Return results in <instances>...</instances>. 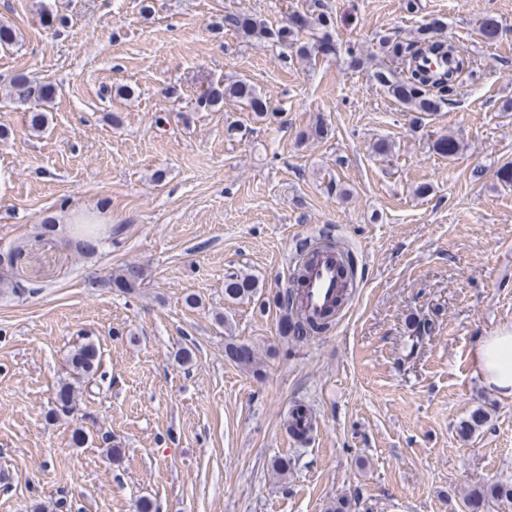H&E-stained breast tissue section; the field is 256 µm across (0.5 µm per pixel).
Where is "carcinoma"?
Here are the masks:
<instances>
[{"mask_svg": "<svg viewBox=\"0 0 512 512\" xmlns=\"http://www.w3.org/2000/svg\"><path fill=\"white\" fill-rule=\"evenodd\" d=\"M238 34L245 38H265L276 43H286L296 49V54L308 59L311 50L306 43L299 41L300 32L315 23L327 26L328 16L320 11L316 17L292 19L288 26L272 27L254 18L242 20L238 15L226 18ZM379 47L386 54L399 58L407 65V76L398 77L394 71L384 66L376 68L371 79L385 89L396 101L409 112L430 115L443 109L448 104V96L456 90V83L464 74L472 72L471 60L460 54L458 50L446 41H433L428 37L427 28L416 31L415 36L408 42L395 41L389 37H381ZM227 100L247 103L255 117L261 120L267 118L268 103L256 89L242 80H236L224 89H207L196 99L200 108H212ZM65 244L83 257L94 256L101 241L94 236V230L88 226L75 229V235L64 236ZM24 248L17 244L11 248L7 262L3 263L5 271L0 273V295L11 294L20 296L31 292L22 279L11 274L17 269ZM144 280V269L134 263L121 267L116 273L101 278L100 285L107 288L114 285L129 293L137 288ZM256 283L248 274H233L225 283L224 293L231 300H243L252 296ZM277 302L284 315L289 318V332L297 340H303L330 330L335 322V312H327L321 322H314L302 315L299 310V298L295 289L286 288L277 297ZM225 355L246 369L257 367L254 351L242 344L228 343L224 347ZM74 379H92L102 381L105 373L101 372V357L96 346L91 342H80L73 349L70 361ZM56 402L64 414L71 413L76 408L75 387L69 381L59 385ZM480 498L512 500V484L498 482L490 485L480 494Z\"/></svg>", "mask_w": 512, "mask_h": 512, "instance_id": "1", "label": "carcinoma"}]
</instances>
